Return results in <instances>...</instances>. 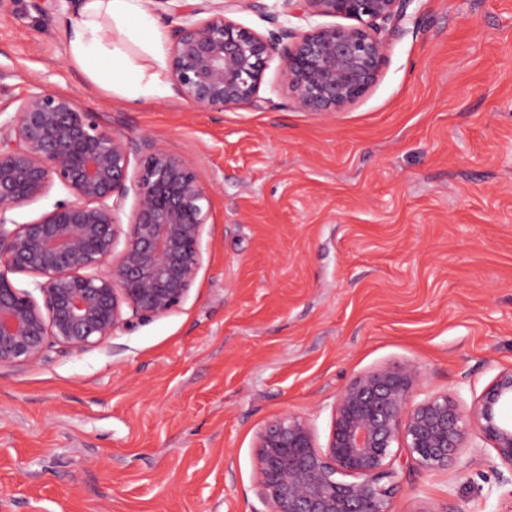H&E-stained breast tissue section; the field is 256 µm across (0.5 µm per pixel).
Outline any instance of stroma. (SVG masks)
<instances>
[{
  "instance_id": "obj_1",
  "label": "stroma",
  "mask_w": 512,
  "mask_h": 512,
  "mask_svg": "<svg viewBox=\"0 0 512 512\" xmlns=\"http://www.w3.org/2000/svg\"><path fill=\"white\" fill-rule=\"evenodd\" d=\"M231 0L268 34L344 25ZM51 0L0 8V101L31 82L211 192L202 267L173 312L85 351L0 367V512H265L257 431L284 410L326 442L339 388L415 363L416 398L470 404L512 367V0H410L371 89L299 108L281 56L260 107L133 101L72 61ZM447 470L393 451L391 512H512L480 436Z\"/></svg>"
}]
</instances>
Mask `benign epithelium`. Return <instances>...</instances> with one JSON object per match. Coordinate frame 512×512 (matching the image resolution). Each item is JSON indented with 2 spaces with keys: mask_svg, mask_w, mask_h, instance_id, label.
Returning <instances> with one entry per match:
<instances>
[{
  "mask_svg": "<svg viewBox=\"0 0 512 512\" xmlns=\"http://www.w3.org/2000/svg\"><path fill=\"white\" fill-rule=\"evenodd\" d=\"M169 6V78L181 98L205 108L257 101L265 70L283 40L288 94L309 112H337L362 97L384 63V24L405 17L410 0H301L313 15L349 26L265 36L225 15L222 3ZM209 13L206 19L197 15ZM0 123V367L37 363L52 345L82 351L132 321L179 307L202 265L210 193L193 163L145 138L133 145L98 114L34 82ZM136 161H131V156ZM60 198L18 224V208ZM134 196L128 222L122 203ZM12 228H7V225ZM124 246L116 250L119 238ZM32 278L37 294L9 275ZM412 363L352 377L336 394L327 445L312 421L286 411L256 437L253 469L266 512H390L392 448L427 472L448 470L479 434L512 472V367L469 405L446 393L414 401Z\"/></svg>",
  "mask_w": 512,
  "mask_h": 512,
  "instance_id": "benign-epithelium-1",
  "label": "benign epithelium"
}]
</instances>
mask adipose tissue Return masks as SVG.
I'll return each mask as SVG.
<instances>
[{
	"label": "adipose tissue",
	"mask_w": 512,
	"mask_h": 512,
	"mask_svg": "<svg viewBox=\"0 0 512 512\" xmlns=\"http://www.w3.org/2000/svg\"><path fill=\"white\" fill-rule=\"evenodd\" d=\"M130 43L153 60V68L135 62L126 50ZM163 44L146 0H85L69 51L92 82L137 100L165 93Z\"/></svg>",
	"instance_id": "ef3b65f1"
}]
</instances>
